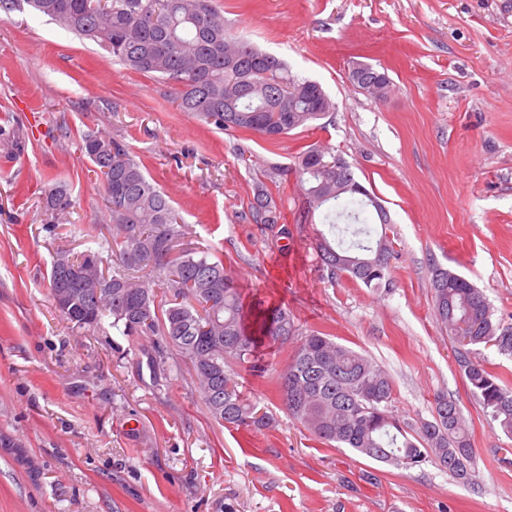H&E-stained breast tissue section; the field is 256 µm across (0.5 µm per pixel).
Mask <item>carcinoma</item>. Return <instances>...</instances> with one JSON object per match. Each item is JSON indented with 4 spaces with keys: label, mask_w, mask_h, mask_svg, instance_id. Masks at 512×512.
I'll return each mask as SVG.
<instances>
[{
    "label": "carcinoma",
    "mask_w": 512,
    "mask_h": 512,
    "mask_svg": "<svg viewBox=\"0 0 512 512\" xmlns=\"http://www.w3.org/2000/svg\"><path fill=\"white\" fill-rule=\"evenodd\" d=\"M26 2L77 36L105 47L130 68L158 75L174 87V102L224 131L252 132L277 141L336 110L316 81L293 75L274 55L232 34L219 0H111L98 13L94 0H16ZM364 83L356 87L376 100L387 98L385 70L359 64ZM80 150L99 170L111 238L101 246L112 257V302L98 305L94 289L62 281L72 296L63 317L87 331L106 318L125 336H156L164 371L166 343L190 364L200 399L212 418L233 428L269 429L274 420L245 398L225 365L249 372L256 346L269 341L292 346L275 378L281 408L318 440L351 448L377 462L414 467L431 463L462 483L472 480L473 450L463 428L462 410L438 395L432 419L412 427L394 416L393 384L386 370L364 354L316 330L301 331L281 306H245L235 278L222 260L183 246L186 226L167 194L153 185L121 142L105 132L83 138ZM295 173L304 214L332 211L356 182L344 158L310 147L296 156ZM49 223L75 206L67 190L53 185L43 200ZM249 216L279 239L290 235L279 223L276 205L257 189ZM343 246L326 237L316 242L321 265L334 278L345 274L367 288L389 287L394 248L387 233ZM436 318L456 341L455 362L471 394L492 424L512 438V383L493 371L475 350L492 344L512 356V323L495 322L484 293L458 273L431 269Z\"/></svg>",
    "instance_id": "obj_1"
}]
</instances>
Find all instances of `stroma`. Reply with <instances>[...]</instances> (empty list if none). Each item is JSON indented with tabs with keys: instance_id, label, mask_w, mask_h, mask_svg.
I'll use <instances>...</instances> for the list:
<instances>
[{
	"instance_id": "obj_1",
	"label": "stroma",
	"mask_w": 512,
	"mask_h": 512,
	"mask_svg": "<svg viewBox=\"0 0 512 512\" xmlns=\"http://www.w3.org/2000/svg\"><path fill=\"white\" fill-rule=\"evenodd\" d=\"M237 35L320 82L336 110L270 142L176 108L170 84L30 9L0 19V512H512V438L493 427L437 321L433 265L480 288L512 323V0H221ZM385 67L382 102L350 83L353 63ZM121 141L187 225V244L222 259L245 302L287 307L382 365L390 407L430 418L435 394L460 406L476 478L402 468L318 441L272 389L289 349L262 346L264 372L230 364L273 428L224 427L187 363L157 377L153 341L110 325L74 327L55 309L58 249L98 251L105 187L80 146ZM343 156L391 218L392 285L329 278L315 250L338 232L303 205L300 151ZM76 205L50 224L45 188ZM291 236L247 217L257 187Z\"/></svg>"
}]
</instances>
